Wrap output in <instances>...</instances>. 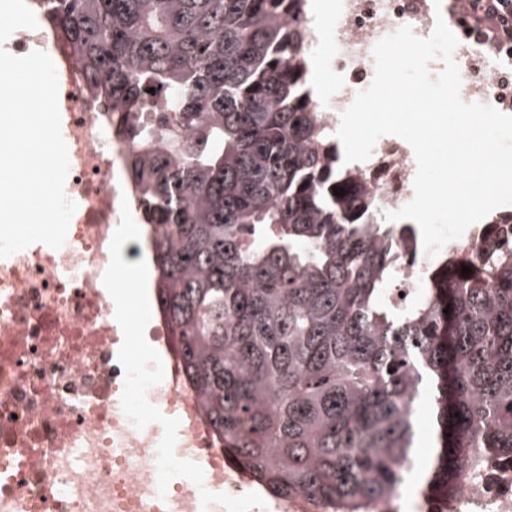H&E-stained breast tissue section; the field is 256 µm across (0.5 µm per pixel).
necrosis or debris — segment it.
<instances>
[{"label": "necrosis or debris", "mask_w": 512, "mask_h": 512, "mask_svg": "<svg viewBox=\"0 0 512 512\" xmlns=\"http://www.w3.org/2000/svg\"><path fill=\"white\" fill-rule=\"evenodd\" d=\"M428 0H339L312 30L329 90L312 110L335 130L374 76L372 49L400 26L429 36ZM15 51H48L64 72L67 196L77 209L66 242L0 259V512H320L306 496L266 500L224 454L192 390L161 310L142 324L148 344L128 355L121 264L141 263L125 232L134 219L125 176L131 141L101 111L67 52L19 29ZM381 212L411 200L416 160L400 139L378 140L352 165ZM422 512H512V458L490 456Z\"/></svg>", "instance_id": "obj_1"}]
</instances>
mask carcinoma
<instances>
[{"mask_svg": "<svg viewBox=\"0 0 512 512\" xmlns=\"http://www.w3.org/2000/svg\"><path fill=\"white\" fill-rule=\"evenodd\" d=\"M35 3L105 111L173 114L127 125L156 299L215 436L267 493L389 498L426 393V489L512 455V243L492 277L450 249L394 300L415 226L378 215L310 112L306 0Z\"/></svg>", "mask_w": 512, "mask_h": 512, "instance_id": "obj_1", "label": "carcinoma"}]
</instances>
